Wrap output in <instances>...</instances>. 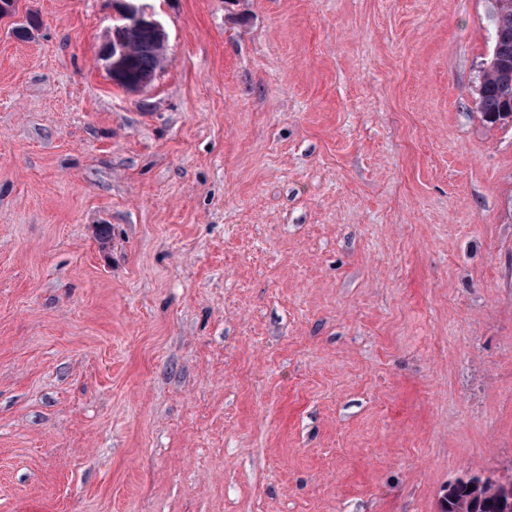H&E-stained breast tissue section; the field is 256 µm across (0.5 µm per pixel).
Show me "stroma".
Returning a JSON list of instances; mask_svg holds the SVG:
<instances>
[{
    "label": "stroma",
    "instance_id": "obj_1",
    "mask_svg": "<svg viewBox=\"0 0 512 512\" xmlns=\"http://www.w3.org/2000/svg\"><path fill=\"white\" fill-rule=\"evenodd\" d=\"M146 2L136 93L113 0L0 17V512H438L512 476L489 0ZM116 1L115 21L104 48L107 69L112 75V82L127 91L136 92L153 82L161 67V59L154 48V36L157 44L166 43V32L162 24L155 18L154 13L143 4L136 2L145 0H114ZM139 32L126 36L131 45V51L123 33L135 29ZM130 51V54L128 55ZM128 57V69L125 61ZM137 81V82H136ZM141 83V84H140ZM474 475V474H473ZM473 475H469L463 478H457L454 481L448 482L443 489V494L440 498L442 512H458L457 508L460 502H466L468 504L467 512H506L505 509H509L512 502V483L510 479H501L488 481L485 477L479 476L473 480ZM473 480V482H472ZM474 485V489L480 491L483 487L493 486L492 492H496L497 497L500 500L505 499V508L501 505L499 499H491L490 495H486L483 504L480 509H473V492L468 491V486Z\"/></svg>",
    "mask_w": 512,
    "mask_h": 512
}]
</instances>
